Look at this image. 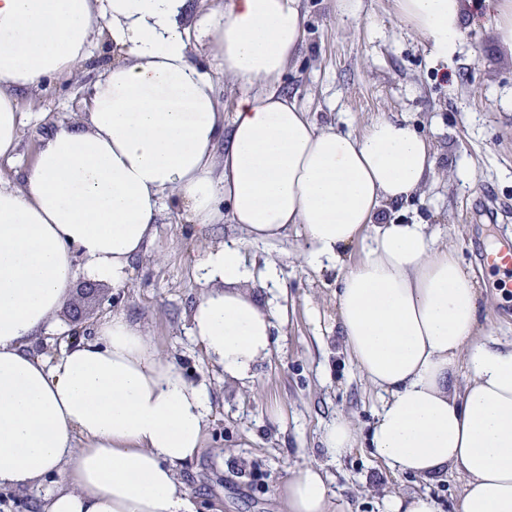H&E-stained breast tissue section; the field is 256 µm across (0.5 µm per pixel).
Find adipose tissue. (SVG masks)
<instances>
[{"mask_svg": "<svg viewBox=\"0 0 512 512\" xmlns=\"http://www.w3.org/2000/svg\"><path fill=\"white\" fill-rule=\"evenodd\" d=\"M298 0H225L196 22L225 80L252 87L232 120L189 56V0H0V159L12 157L17 90L74 74L92 44L114 59L80 120L43 138L19 185H0V489L56 479L45 512H197L178 469L202 449L212 411L144 327L104 317L49 358L34 340L53 327L77 274L127 287L156 234L165 194L208 242L192 266L202 292L190 334L230 385L253 384L274 350L273 316L252 295L278 282L255 272L250 242L301 228L302 263L338 271L345 346L381 396L373 457L422 479L465 478L457 512H512V340L479 338L480 288L448 227L392 216L432 171L428 141L381 116L361 134L318 128L278 91L303 36ZM400 20L448 59L461 0H395ZM359 244L360 255L344 253ZM358 442L345 415L320 444L337 461ZM288 512H333L322 467L282 491Z\"/></svg>", "mask_w": 512, "mask_h": 512, "instance_id": "adipose-tissue-1", "label": "adipose tissue"}]
</instances>
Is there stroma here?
I'll use <instances>...</instances> for the list:
<instances>
[{"label": "stroma", "instance_id": "stroma-1", "mask_svg": "<svg viewBox=\"0 0 512 512\" xmlns=\"http://www.w3.org/2000/svg\"><path fill=\"white\" fill-rule=\"evenodd\" d=\"M463 33L448 60L397 17L393 0H358L355 18L342 17L337 0H299L303 40L279 89L296 100L318 127L362 132L375 117L405 119L434 149L425 187L393 213L446 234L463 225L459 243L466 268L483 283L479 336L512 337V299L497 301L493 273L484 266V242L512 241V55L493 29L492 0H463ZM191 60L210 74L225 118H232L246 86L225 81L223 65L206 42L192 39ZM112 55L92 46L71 77H49L39 94L20 93L23 122L12 158L0 160V182L18 183L41 139L54 126L77 119L87 92ZM150 251L133 264L130 285H104L87 297L70 288L67 302L83 318L72 325L67 309L57 328L39 336L36 353L53 357L79 328L90 335L101 319L125 313L138 321L185 375L207 385L213 413L199 455L181 466L179 479L198 512H287L278 489L290 470L313 464L329 476L336 512H384L387 495L428 493L440 512H456L464 478L445 472L433 480L392 473L368 451V433L380 400L350 358L336 322V273L304 268L297 258L302 231L272 242L251 243L255 270L275 260L283 288H256L264 306L278 312L277 348L258 370L255 384L229 386L187 334L189 313L201 290L191 267L201 247L174 198L163 201ZM359 428V444L332 462L319 438L337 414Z\"/></svg>", "mask_w": 512, "mask_h": 512}]
</instances>
